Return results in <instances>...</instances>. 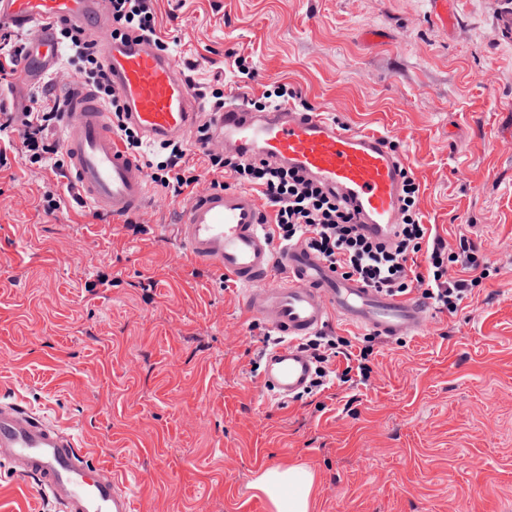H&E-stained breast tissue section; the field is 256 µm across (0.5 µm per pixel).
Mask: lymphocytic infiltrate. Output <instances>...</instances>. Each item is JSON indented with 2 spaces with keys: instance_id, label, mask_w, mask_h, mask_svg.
Returning <instances> with one entry per match:
<instances>
[{
  "instance_id": "obj_1",
  "label": "lymphocytic infiltrate",
  "mask_w": 512,
  "mask_h": 512,
  "mask_svg": "<svg viewBox=\"0 0 512 512\" xmlns=\"http://www.w3.org/2000/svg\"><path fill=\"white\" fill-rule=\"evenodd\" d=\"M115 33L129 31L151 38L155 21L148 0H108ZM59 37L80 58V76L90 85L101 105L112 114V127L127 148L140 147L141 140L125 119L126 107L106 76L96 43L78 26H63ZM65 103L35 94L21 115L0 113V131L19 123L21 152L30 163L57 166L59 148L48 139L49 131L64 120ZM164 161L157 163L151 178L171 196H180L188 187L198 186L197 177L178 175L186 151L175 141L163 143ZM213 172L228 176L237 184L251 186L274 212L271 234L279 243H300L317 254L332 270L345 278H355L373 290L395 296L415 294L440 313H455L472 288L486 276L472 242L460 240L449 249L430 225L424 224L417 206L420 187L411 171L403 173L401 222L393 238L375 241L360 234L354 213L335 192L324 188L299 170L276 166L236 154L226 157L209 154ZM461 268L463 277H451L452 268ZM364 347H355L344 336L318 334L306 339L303 347L316 363L310 388L321 391L334 383H348L352 374L368 378L372 371V334H365ZM344 358L345 368L335 366Z\"/></svg>"
}]
</instances>
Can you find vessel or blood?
Wrapping results in <instances>:
<instances>
[{
	"instance_id": "1",
	"label": "vessel or blood",
	"mask_w": 512,
	"mask_h": 512,
	"mask_svg": "<svg viewBox=\"0 0 512 512\" xmlns=\"http://www.w3.org/2000/svg\"><path fill=\"white\" fill-rule=\"evenodd\" d=\"M27 30L21 80L36 82L60 57V24L84 27L100 46L106 73L147 142L186 140L198 149H232L302 169L348 199L368 236L392 238L400 216L406 160L385 135L343 128L321 112L275 107L263 113L232 104L205 110L191 81L152 40H117L104 0H0V21ZM70 101L63 149L80 195L92 211L113 219L159 205L141 158L112 129L111 115L79 79L66 85ZM268 215L244 189L209 188L194 194L178 226L184 254L234 279L248 314L281 338L263 357L261 385L286 402L304 392L314 361L302 340L332 319L388 340L422 334L429 304L389 296L341 277L302 245L277 246ZM24 462L20 476L61 512H135L127 480L90 462L74 436L34 409L0 402V464Z\"/></svg>"
}]
</instances>
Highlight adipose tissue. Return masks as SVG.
<instances>
[{
  "mask_svg": "<svg viewBox=\"0 0 512 512\" xmlns=\"http://www.w3.org/2000/svg\"><path fill=\"white\" fill-rule=\"evenodd\" d=\"M315 474L307 466H273L256 482L272 503L275 512H311Z\"/></svg>",
  "mask_w": 512,
  "mask_h": 512,
  "instance_id": "obj_1",
  "label": "adipose tissue"
}]
</instances>
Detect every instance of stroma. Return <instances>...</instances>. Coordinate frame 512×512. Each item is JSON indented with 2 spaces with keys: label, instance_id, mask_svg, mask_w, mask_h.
I'll return each instance as SVG.
<instances>
[{
  "label": "stroma",
  "instance_id": "1",
  "mask_svg": "<svg viewBox=\"0 0 512 512\" xmlns=\"http://www.w3.org/2000/svg\"><path fill=\"white\" fill-rule=\"evenodd\" d=\"M207 106L309 105L395 141L424 223L489 275L424 334L376 339L368 380L282 402L269 327L185 257V197L91 213L68 167L0 160V401L123 472L137 512H273L267 468L316 475L313 512H512V0H151ZM60 82L14 81L21 112ZM63 195L49 211L43 198ZM0 512H59L0 472Z\"/></svg>",
  "mask_w": 512,
  "mask_h": 512
}]
</instances>
